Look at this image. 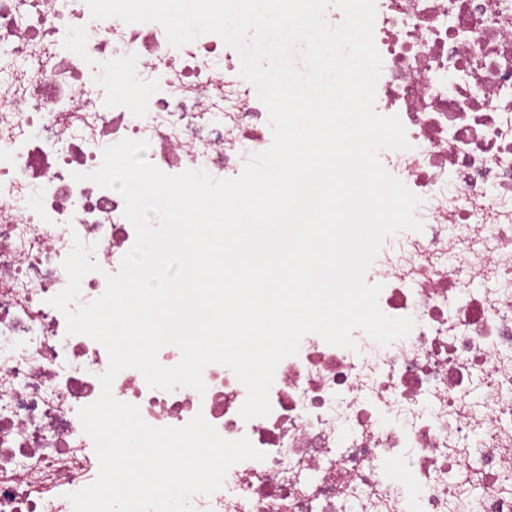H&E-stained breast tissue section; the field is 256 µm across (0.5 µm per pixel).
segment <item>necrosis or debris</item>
<instances>
[{"mask_svg": "<svg viewBox=\"0 0 512 512\" xmlns=\"http://www.w3.org/2000/svg\"><path fill=\"white\" fill-rule=\"evenodd\" d=\"M374 40L375 109L398 115L410 143L379 159L420 197L424 229L387 237L365 280L415 326L385 347L354 331V351L305 336L276 370L271 413L248 422L224 366L206 367L202 395L120 372L114 396L149 424L200 412L265 453L193 496V512H512V0H376ZM0 54V512H73L69 493L99 470L78 411L108 355L68 334L49 300L74 239L100 266L82 304L135 241L121 195L75 174L129 138L165 173L232 178L272 133L214 34L176 49L161 25L95 20L85 0H0ZM114 77L142 95L114 94ZM467 431L476 447L461 445Z\"/></svg>", "mask_w": 512, "mask_h": 512, "instance_id": "necrosis-or-debris-1", "label": "necrosis or debris"}]
</instances>
